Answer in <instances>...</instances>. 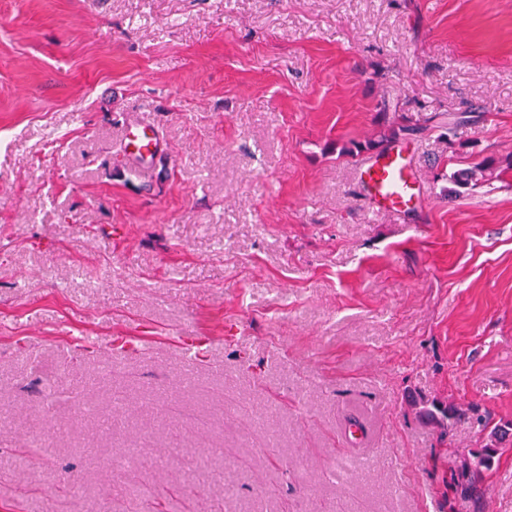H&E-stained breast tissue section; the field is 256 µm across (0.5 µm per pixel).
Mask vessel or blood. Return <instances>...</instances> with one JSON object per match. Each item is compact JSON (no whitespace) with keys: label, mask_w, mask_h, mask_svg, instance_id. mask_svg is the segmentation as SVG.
<instances>
[{"label":"vessel or blood","mask_w":512,"mask_h":512,"mask_svg":"<svg viewBox=\"0 0 512 512\" xmlns=\"http://www.w3.org/2000/svg\"><path fill=\"white\" fill-rule=\"evenodd\" d=\"M160 139L155 128L135 122L128 126L124 137V155L139 164H148L159 150ZM362 190L379 209L399 215L412 212L420 187L401 152L392 151L371 158L358 167Z\"/></svg>","instance_id":"obj_1"}]
</instances>
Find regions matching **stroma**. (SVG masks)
Masks as SVG:
<instances>
[{
  "label": "stroma",
  "mask_w": 512,
  "mask_h": 512,
  "mask_svg": "<svg viewBox=\"0 0 512 512\" xmlns=\"http://www.w3.org/2000/svg\"><path fill=\"white\" fill-rule=\"evenodd\" d=\"M400 112L405 216L343 153ZM486 156L512 160V0H0V512H225L203 451L249 512H512V441L450 489L512 423V172L445 179ZM411 394L480 416L442 441ZM160 139L155 128L135 122L128 126L124 137V155L141 165L148 164L159 150ZM499 167L498 162L494 158H486L470 169L459 170L449 176L446 174L445 179L458 189L472 191L480 186L482 182L496 178ZM458 189L454 191L459 193ZM498 427L495 426L487 436L486 443L482 448L472 450L465 474L461 480L454 482L452 488L455 493L470 497H477L479 494L476 478L484 470H489L494 459L498 455L500 448L506 442L507 437H511V426Z\"/></svg>",
  "instance_id": "1"
}]
</instances>
